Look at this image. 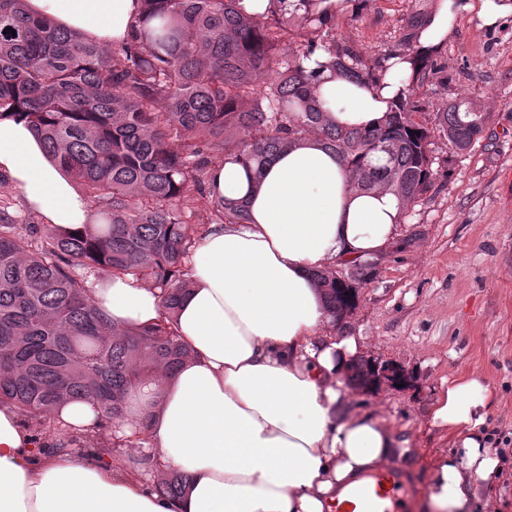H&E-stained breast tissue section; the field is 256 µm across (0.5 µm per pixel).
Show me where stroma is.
Returning <instances> with one entry per match:
<instances>
[{"instance_id":"stroma-1","label":"stroma","mask_w":512,"mask_h":512,"mask_svg":"<svg viewBox=\"0 0 512 512\" xmlns=\"http://www.w3.org/2000/svg\"><path fill=\"white\" fill-rule=\"evenodd\" d=\"M436 4L359 0L357 10L333 18L331 34L368 60L396 48L406 19ZM435 58L439 72L420 91L428 112L462 91L491 120L464 151L432 137L434 186L377 255L345 329L361 358L408 374L405 386L373 393L350 385L348 403L381 415L407 442L399 467L413 484L417 512H430L435 466L459 441L432 421L443 380L479 376L495 399L488 424L512 432V15L486 27L475 12L454 9ZM472 512H512V461L494 481L476 482Z\"/></svg>"}]
</instances>
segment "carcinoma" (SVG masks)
<instances>
[{
	"label": "carcinoma",
	"instance_id": "obj_1",
	"mask_svg": "<svg viewBox=\"0 0 512 512\" xmlns=\"http://www.w3.org/2000/svg\"><path fill=\"white\" fill-rule=\"evenodd\" d=\"M272 2L277 7L251 15L241 0H142L144 21L114 50L28 15L25 0H0V118L25 116L100 206L76 235L0 216V405L34 427L38 450L82 447L93 437L55 418L61 402L89 401L106 432L131 415L132 389L156 384L187 357L173 315L190 254L210 225L249 220L242 203L210 195L208 155L259 166L313 136L343 162L351 190L391 192L402 214L433 185L434 134L466 150L489 121L461 110L462 93L428 127L416 96L437 71L432 53L417 52L410 32L398 48L365 60L322 33L328 21L316 0L297 5L319 38L280 56L289 0ZM319 48L337 76L367 87L383 84L390 59L412 57L406 92L385 122L356 128L330 120L314 95V71L303 66ZM192 189L204 208L185 216L178 202ZM372 268L358 257L313 274L332 322L343 324L355 309L354 289ZM101 274L157 289L162 318L141 329L113 327L87 286ZM131 447L132 437L114 433L100 441V455ZM185 486L170 472L153 490L173 498Z\"/></svg>",
	"mask_w": 512,
	"mask_h": 512
}]
</instances>
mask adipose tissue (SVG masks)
Wrapping results in <instances>:
<instances>
[{"label":"adipose tissue","instance_id":"ef3b65f1","mask_svg":"<svg viewBox=\"0 0 512 512\" xmlns=\"http://www.w3.org/2000/svg\"><path fill=\"white\" fill-rule=\"evenodd\" d=\"M101 45L126 40L141 0H26ZM324 51L316 95L332 122L378 126L405 88L409 60L394 58L381 87L341 79ZM0 174L48 225L75 231L92 220L77 181L48 156L31 124L0 120ZM213 197L242 202L246 224H216L194 248L190 287L176 313L188 350L159 399L135 390L131 430L147 434L155 467L187 479L170 499L140 470L117 468L68 448L38 453L17 410L0 406V512H359L354 489L404 455L389 424L347 406L342 379L357 357L354 337L330 322L313 274L384 251L396 237L399 203L390 192L349 190L344 167L309 138L269 158L262 171L234 160L211 166ZM95 306L118 328L161 316L158 292L133 276L90 279ZM493 402L479 378L451 379L433 420L459 434L430 485L433 512H469L474 478H493L499 460L480 430Z\"/></svg>","mask_w":512,"mask_h":512}]
</instances>
